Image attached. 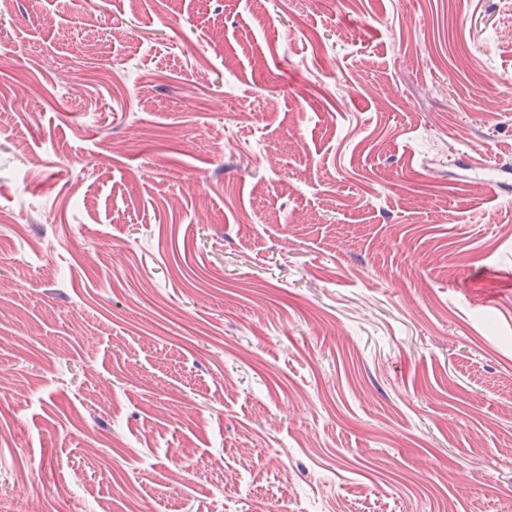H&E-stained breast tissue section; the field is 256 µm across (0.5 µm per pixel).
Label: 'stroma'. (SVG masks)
Instances as JSON below:
<instances>
[{"label": "stroma", "mask_w": 512, "mask_h": 512, "mask_svg": "<svg viewBox=\"0 0 512 512\" xmlns=\"http://www.w3.org/2000/svg\"><path fill=\"white\" fill-rule=\"evenodd\" d=\"M0 373V512H512V13L13 0Z\"/></svg>", "instance_id": "stroma-1"}]
</instances>
